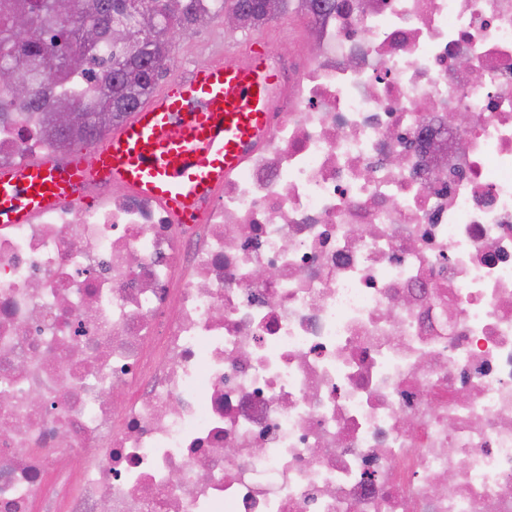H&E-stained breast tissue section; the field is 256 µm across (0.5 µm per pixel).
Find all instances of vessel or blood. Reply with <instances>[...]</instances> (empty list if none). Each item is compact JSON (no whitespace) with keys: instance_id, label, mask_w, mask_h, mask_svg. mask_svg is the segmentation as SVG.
Instances as JSON below:
<instances>
[{"instance_id":"obj_1","label":"vessel or blood","mask_w":512,"mask_h":512,"mask_svg":"<svg viewBox=\"0 0 512 512\" xmlns=\"http://www.w3.org/2000/svg\"><path fill=\"white\" fill-rule=\"evenodd\" d=\"M280 75L257 49L246 61L195 66L112 136L66 165L0 171V223L23 224L89 180L127 186L194 212L237 171L266 130Z\"/></svg>"}]
</instances>
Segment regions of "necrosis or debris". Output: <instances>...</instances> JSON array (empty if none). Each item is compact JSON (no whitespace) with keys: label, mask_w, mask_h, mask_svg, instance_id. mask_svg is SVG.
<instances>
[{"label":"necrosis or debris","mask_w":512,"mask_h":512,"mask_svg":"<svg viewBox=\"0 0 512 512\" xmlns=\"http://www.w3.org/2000/svg\"><path fill=\"white\" fill-rule=\"evenodd\" d=\"M279 34L317 51L269 49L199 214L92 185L0 225V512H512V0ZM67 158L0 127V170Z\"/></svg>","instance_id":"necrosis-or-debris-1"}]
</instances>
